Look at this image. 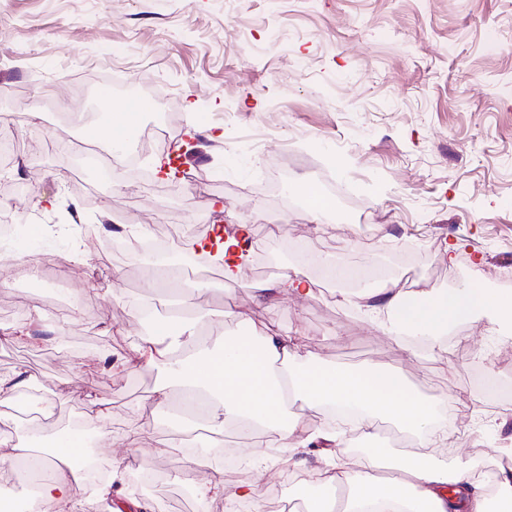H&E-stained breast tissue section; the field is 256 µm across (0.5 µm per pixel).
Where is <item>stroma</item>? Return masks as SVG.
<instances>
[{
  "instance_id": "35a3bbf8",
  "label": "stroma",
  "mask_w": 512,
  "mask_h": 512,
  "mask_svg": "<svg viewBox=\"0 0 512 512\" xmlns=\"http://www.w3.org/2000/svg\"><path fill=\"white\" fill-rule=\"evenodd\" d=\"M106 84L115 104L150 100L131 144L141 175L94 135L112 120L100 110ZM1 85L11 94L0 97V122L15 140L0 170L8 211L64 225L53 240L17 225L19 262L0 271V331L28 333L0 346V376L40 378L53 406L46 435L69 430L87 401L110 407L118 434L150 420L137 456L96 437L89 445L123 476L150 474L145 498L159 512H226L224 501L184 495L201 478L256 483L263 512L301 501L275 473L225 471L204 448L167 453L203 422L186 417L175 391L167 408L182 425L151 418L166 374L105 363L141 342L136 305L156 302L164 317L173 304L152 262L131 256L128 234L166 237L198 223L209 236L245 224L272 263L249 264L231 288L220 274L178 285L207 335L253 327L297 337L315 363L398 366L410 393L453 403L447 461L512 448V400L469 381L480 365L512 382L511 325L456 321L434 349L383 333L345 302L384 281L416 299L493 291L502 277L512 290V0H0ZM182 137L203 172L163 186L157 160ZM302 181L333 208L313 216ZM80 224L94 233L78 246ZM323 259L376 274L325 281ZM296 270L313 281L312 296L255 299L254 282ZM71 295L87 301L81 318Z\"/></svg>"
}]
</instances>
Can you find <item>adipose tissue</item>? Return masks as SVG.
<instances>
[{
	"instance_id": "obj_1",
	"label": "adipose tissue",
	"mask_w": 512,
	"mask_h": 512,
	"mask_svg": "<svg viewBox=\"0 0 512 512\" xmlns=\"http://www.w3.org/2000/svg\"><path fill=\"white\" fill-rule=\"evenodd\" d=\"M367 316L391 333L402 328L440 344L452 320L489 313L512 323V295L494 294L467 287L438 297L415 300L403 296L391 285H383L365 305ZM144 364L161 368L186 392L209 400L208 424L223 431L228 422L252 423L263 432L278 435L284 447L302 452L326 431L307 432L290 419L293 406L321 409L346 404L362 415L366 436L376 434L381 421L392 419L401 429L423 431L426 446L422 460L403 467L400 478L388 481L370 477L379 465L383 449L365 455L361 469L346 461H329L315 468L319 483L346 490L347 496L328 505L309 503V512H368L369 505H388V512H490L499 502L512 512V469L502 471L494 486H486L480 465L470 459L448 464L435 453L449 438L447 422L439 420L435 407L410 394L396 371L374 364L354 369L329 367L300 357L285 336L254 330L227 337L221 349L209 346L195 321L181 322L172 332L154 333L124 356L117 370L131 372ZM38 377H0V447L10 458L36 457L39 469L48 471L40 484L38 498L51 512H81L84 502L111 506L112 512H156L154 503L125 496L114 499V480H107L91 492L81 485L83 448L57 439L22 441L14 438L17 420L12 408L21 386L39 385ZM67 462L68 475H57L58 462Z\"/></svg>"
}]
</instances>
